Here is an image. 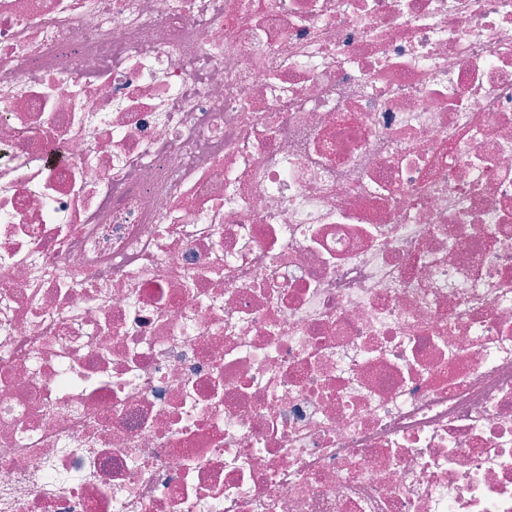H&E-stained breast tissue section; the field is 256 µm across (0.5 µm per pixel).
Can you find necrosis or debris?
Returning <instances> with one entry per match:
<instances>
[{"label":"necrosis or debris","mask_w":512,"mask_h":512,"mask_svg":"<svg viewBox=\"0 0 512 512\" xmlns=\"http://www.w3.org/2000/svg\"><path fill=\"white\" fill-rule=\"evenodd\" d=\"M0 512H512V0H0Z\"/></svg>","instance_id":"4bbe7bcc"}]
</instances>
